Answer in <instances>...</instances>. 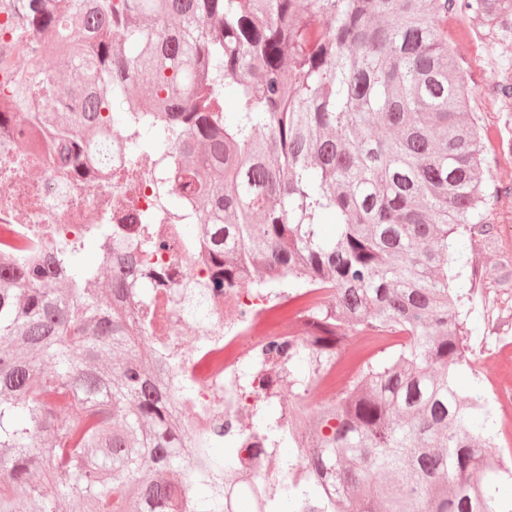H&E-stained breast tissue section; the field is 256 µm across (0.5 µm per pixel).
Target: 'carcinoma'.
Masks as SVG:
<instances>
[{
  "label": "carcinoma",
  "instance_id": "1",
  "mask_svg": "<svg viewBox=\"0 0 512 512\" xmlns=\"http://www.w3.org/2000/svg\"><path fill=\"white\" fill-rule=\"evenodd\" d=\"M58 61L7 86L0 132L30 117L59 160L88 168L115 134L123 170L200 218L205 289L323 285L296 339L265 346L278 378L247 385L246 421L190 437L157 356L139 253L182 214L96 224L36 264L0 260V512H495L502 465L487 400L464 394L469 294L450 251L483 220L487 132L448 42V17L512 41V0H0ZM512 101V65L495 84ZM232 93L235 110L224 112ZM91 237L99 262L81 260ZM364 333L370 358L305 416L309 380ZM298 404L271 409L282 388ZM283 479L237 467L248 441ZM224 476L218 477V469Z\"/></svg>",
  "mask_w": 512,
  "mask_h": 512
}]
</instances>
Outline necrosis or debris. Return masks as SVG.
<instances>
[{"mask_svg":"<svg viewBox=\"0 0 512 512\" xmlns=\"http://www.w3.org/2000/svg\"><path fill=\"white\" fill-rule=\"evenodd\" d=\"M100 162L111 167L113 180H78L53 157L41 133L22 124L20 134L0 138V247L17 250L20 260L41 259L57 234L73 235L87 222L104 223L122 193L116 154L101 151ZM168 269L155 298L164 322L165 355H176L179 371L172 383L181 406L190 407L196 429L211 431L240 415L243 401L238 382L265 366L266 343L294 337L301 314L319 303L326 291L310 288L301 294L281 290L258 296L249 288H212L206 304L192 308L182 284L185 270L204 271L189 241L178 240L163 253Z\"/></svg>","mask_w":512,"mask_h":512,"instance_id":"obj_1","label":"necrosis or debris"}]
</instances>
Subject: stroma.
Masks as SVG:
<instances>
[{
    "mask_svg": "<svg viewBox=\"0 0 512 512\" xmlns=\"http://www.w3.org/2000/svg\"><path fill=\"white\" fill-rule=\"evenodd\" d=\"M480 26L474 17L463 23L452 18L448 36L463 60L467 78L485 90L474 109L492 138L487 159L502 188L492 191L483 223L463 237L454 255L460 284L473 287L467 327L474 359L483 365L477 375L461 367L457 381L462 392L475 387L486 397L496 422L492 453L512 469V419L501 409L502 404L512 405V192L503 190L512 183V153L502 150L512 143V112L499 111L487 95L499 68L512 64V41L487 48L474 36Z\"/></svg>",
    "mask_w": 512,
    "mask_h": 512,
    "instance_id": "1",
    "label": "stroma"
}]
</instances>
